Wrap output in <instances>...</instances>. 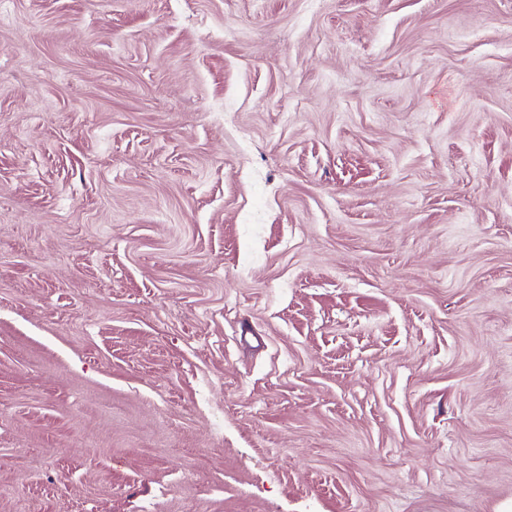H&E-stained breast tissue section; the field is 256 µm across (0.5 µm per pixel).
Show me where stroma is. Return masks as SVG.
Here are the masks:
<instances>
[{
  "label": "stroma",
  "instance_id": "35a3bbf8",
  "mask_svg": "<svg viewBox=\"0 0 512 512\" xmlns=\"http://www.w3.org/2000/svg\"><path fill=\"white\" fill-rule=\"evenodd\" d=\"M0 512H512V0H0Z\"/></svg>",
  "mask_w": 512,
  "mask_h": 512
}]
</instances>
